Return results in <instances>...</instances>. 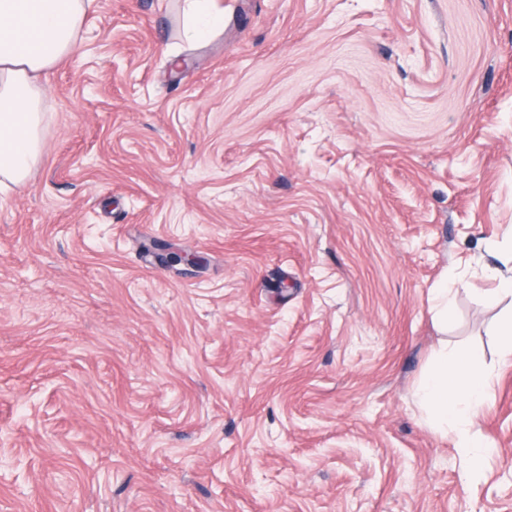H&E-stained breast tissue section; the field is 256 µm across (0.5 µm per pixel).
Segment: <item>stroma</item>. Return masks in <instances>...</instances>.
I'll use <instances>...</instances> for the list:
<instances>
[{"label": "stroma", "instance_id": "35a3bbf8", "mask_svg": "<svg viewBox=\"0 0 512 512\" xmlns=\"http://www.w3.org/2000/svg\"><path fill=\"white\" fill-rule=\"evenodd\" d=\"M222 4L191 44L178 0H97L44 80L0 197V512H512V0ZM443 341L493 376L468 479L417 398ZM432 301L436 310L437 325L440 329L448 331V319L452 317V306L448 299V281L443 288H435Z\"/></svg>", "mask_w": 512, "mask_h": 512}]
</instances>
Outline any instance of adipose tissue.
Returning <instances> with one entry per match:
<instances>
[{
  "label": "adipose tissue",
  "instance_id": "obj_1",
  "mask_svg": "<svg viewBox=\"0 0 512 512\" xmlns=\"http://www.w3.org/2000/svg\"><path fill=\"white\" fill-rule=\"evenodd\" d=\"M96 0H0V193L25 186L43 150L41 78L75 47ZM185 33L200 39L224 23L216 0H185ZM491 374L475 350L440 344L420 387L439 431L458 435L467 470L483 469L491 448L473 429L492 396Z\"/></svg>",
  "mask_w": 512,
  "mask_h": 512
}]
</instances>
